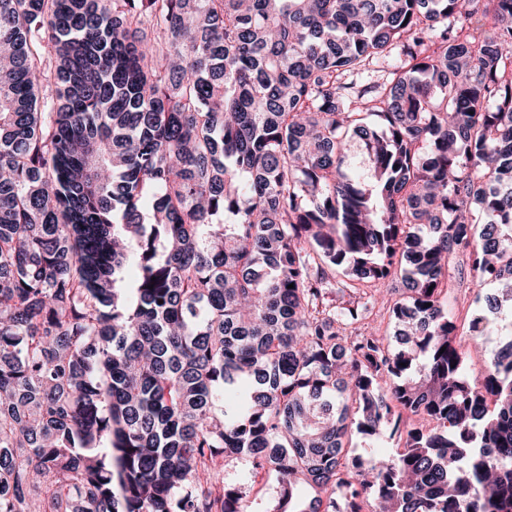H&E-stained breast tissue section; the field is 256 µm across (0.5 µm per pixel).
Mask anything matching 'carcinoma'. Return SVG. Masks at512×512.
I'll return each instance as SVG.
<instances>
[{
  "label": "carcinoma",
  "instance_id": "cac0c4a2",
  "mask_svg": "<svg viewBox=\"0 0 512 512\" xmlns=\"http://www.w3.org/2000/svg\"><path fill=\"white\" fill-rule=\"evenodd\" d=\"M264 475L272 512H512V0H0V512ZM477 294V290L465 282L461 287L455 288L454 293L448 297V311L457 319L458 325L462 326L469 306H476ZM460 334H462L461 342L467 351L466 366L468 372L472 377H479L486 371L490 364L492 353L497 345L498 337L494 333L488 336H483V343L480 347L474 348L469 344V332H467V328L464 329L463 333H461L460 327ZM399 444L397 437L391 440L387 435H380L372 439H366L355 435L352 439L351 448L355 454L364 453L365 448H371L378 455L389 456L395 453Z\"/></svg>",
  "mask_w": 512,
  "mask_h": 512
}]
</instances>
